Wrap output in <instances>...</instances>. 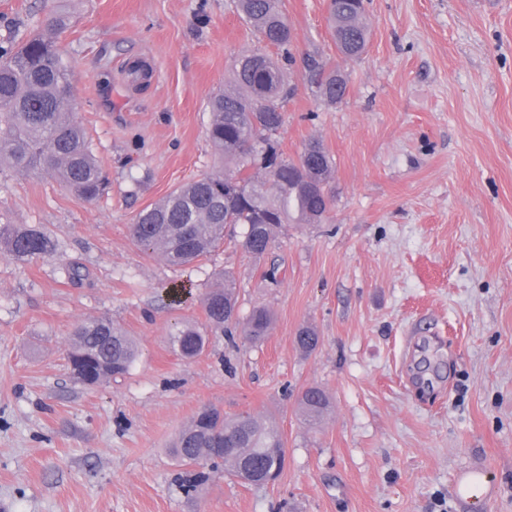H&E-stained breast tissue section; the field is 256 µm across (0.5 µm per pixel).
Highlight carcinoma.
Instances as JSON below:
<instances>
[{"label":"carcinoma","mask_w":512,"mask_h":512,"mask_svg":"<svg viewBox=\"0 0 512 512\" xmlns=\"http://www.w3.org/2000/svg\"><path fill=\"white\" fill-rule=\"evenodd\" d=\"M326 8L337 50L360 57L368 44L363 6L357 0H327ZM235 9L257 35L259 47L235 61L233 81L207 103L208 139L224 170L181 184L164 200L141 210L130 225L137 245L171 267H185L209 255L223 241L228 224L245 226L241 246L260 257L283 225L319 224L333 203V157L322 142L308 141L295 159L279 149L280 100L287 74L263 47L277 48L287 62L294 59L292 28L282 0H235ZM71 23L72 13L63 6L21 44L0 45V172H46L93 202L106 193L108 179L77 119L74 98L64 93L74 85V71L59 40ZM309 72V83L322 100L334 103L345 96L347 81L338 70L314 63ZM56 249L55 240L40 225L0 224V253L14 260L50 257ZM202 304L205 328L182 324L172 332L171 345L184 359L199 356L209 335L222 336L228 330V319L237 310L231 280L208 289ZM270 324L269 312L256 307L245 318V335L259 342ZM72 336L74 351L90 363L112 366L117 377L129 372L138 355L135 342L106 318L81 322ZM296 342L310 352L318 336L306 327ZM329 405V396L318 387L306 389L299 399L311 425L321 422ZM208 411L195 414L170 449L179 465L192 468L180 484L186 496L221 469L243 480L239 461L244 458L272 478L279 476L285 441L274 422L250 413L228 418L213 406Z\"/></svg>","instance_id":"obj_1"}]
</instances>
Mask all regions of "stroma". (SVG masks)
Returning <instances> with one entry per match:
<instances>
[{"label":"stroma","instance_id":"obj_1","mask_svg":"<svg viewBox=\"0 0 512 512\" xmlns=\"http://www.w3.org/2000/svg\"><path fill=\"white\" fill-rule=\"evenodd\" d=\"M58 5L0 0V43ZM282 5L296 62L279 147L324 144L333 204L261 257L239 226L176 269L129 226L213 170L207 99L258 42L233 0H70L60 45L109 186L88 202L50 175L0 172V224L43 225L59 244L25 264L0 254V512H512V0H368L356 59L337 52L325 0ZM311 57L345 76L342 101L312 94ZM223 272L240 316L269 311L268 334L238 327L181 358L170 327L204 324L201 295ZM101 317L139 354L90 388L65 348ZM303 327L319 337L309 353ZM311 386L330 398L315 428L299 409ZM205 405L276 421L275 483L219 473L182 493L169 445Z\"/></svg>","mask_w":512,"mask_h":512}]
</instances>
